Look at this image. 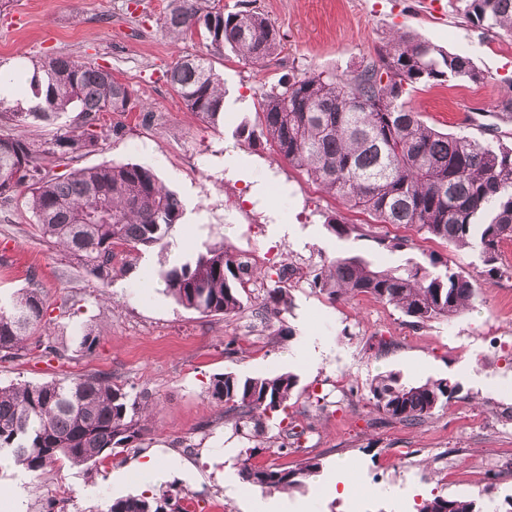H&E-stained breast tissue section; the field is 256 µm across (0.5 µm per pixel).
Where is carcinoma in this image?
Listing matches in <instances>:
<instances>
[{
	"label": "carcinoma",
	"instance_id": "carcinoma-1",
	"mask_svg": "<svg viewBox=\"0 0 512 512\" xmlns=\"http://www.w3.org/2000/svg\"><path fill=\"white\" fill-rule=\"evenodd\" d=\"M466 22L512 37V0H464ZM199 29L216 50L224 48L250 65H260L281 47L279 29L254 10L224 12L220 0H167L161 30L171 42ZM449 79L473 83L484 72L462 52H450L408 33L392 37L378 61L363 60L353 75L290 70L258 105V125L239 128L248 140L265 137L288 163L353 209L381 224L417 227L455 248L478 252L491 277L510 269L497 266L500 246L512 240V146L484 144L467 135L439 132L399 103L406 88ZM168 80L185 109L217 126L224 120V80L200 56H183ZM32 93L43 102L26 111L0 100V200L17 195L49 243L102 281L112 277L119 246L161 245L184 212L181 199L153 169L137 163H102L73 168L59 178L47 170L98 149L104 115L132 109V93L112 71L70 56L36 65ZM75 111L77 121L49 142L37 144L13 130L54 122ZM257 267L243 252L222 242L162 271L166 292L181 307L206 316H231L244 308L242 292ZM285 272L267 289L264 312L287 309ZM311 285L336 300L369 295L398 309L412 326L451 321L479 296L477 280L456 272L435 255L425 264L382 268L360 255L324 262ZM46 302L34 288L0 299V358L33 351L61 357L28 331L44 321ZM297 376L288 372L241 378L216 375L212 399L224 404L235 428L260 425L271 415L288 414ZM369 401L387 418L416 425L453 399L446 379L423 384L380 375ZM144 393H132L112 377L90 372L43 383L0 386V456L33 475L59 461L93 470L111 457L143 447L147 428ZM247 448L239 474L243 482L269 492L291 491L317 474L320 463L306 459L294 468L250 463ZM181 497L129 496L108 512H188ZM416 512H480L473 500L433 494Z\"/></svg>",
	"mask_w": 512,
	"mask_h": 512
}]
</instances>
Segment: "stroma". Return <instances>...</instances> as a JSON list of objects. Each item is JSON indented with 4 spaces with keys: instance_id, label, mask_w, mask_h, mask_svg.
Returning a JSON list of instances; mask_svg holds the SVG:
<instances>
[{
    "instance_id": "obj_1",
    "label": "stroma",
    "mask_w": 512,
    "mask_h": 512,
    "mask_svg": "<svg viewBox=\"0 0 512 512\" xmlns=\"http://www.w3.org/2000/svg\"><path fill=\"white\" fill-rule=\"evenodd\" d=\"M225 10L264 13L283 37L279 54L262 65L214 52L199 35L172 43L160 29L166 0H5L0 5V67L14 75L19 97L36 62L70 55L112 70L139 108L122 119L124 132L101 141L81 158L139 163L184 202L187 213L162 246L126 250L109 281L96 278L38 232L21 200L0 206V296L21 288L41 292L47 337L64 356L0 361V384L33 383L90 372L111 375L129 391H147L154 422L145 455L174 461L157 490L186 493L197 512H265L262 503L231 496L225 479H238L239 453L255 448L258 466L320 462L317 476L290 499L313 512H416L430 493L476 500L479 512H506L512 473V277L482 285L474 306L452 321L421 327L394 307L367 295L333 301L312 288V272L329 258L362 255L385 266L426 262L435 254L470 273L482 264L473 251L448 246L412 227L377 223L369 214L325 194L304 172L280 157L266 139L245 141L237 129L255 122L256 105L289 69L352 75L377 58L394 31H406L452 52L468 53L483 82L422 84L404 97L422 121L439 131L484 143L512 145V119L496 109L512 93V39L472 27L462 0H222ZM185 55L207 57L224 77V122L211 126L190 112L170 86L168 70ZM249 175L230 174L227 156ZM366 229L339 238L329 219ZM406 239L385 250L376 237ZM222 242L246 253L259 275L246 288L242 313L205 317L177 305L160 273L204 245ZM286 270L292 305L274 320L257 316L270 273ZM99 337L94 354L82 352L85 330ZM237 338L234 353L224 351ZM293 373L298 384L290 420L302 438L288 437L289 452L267 450L265 437L236 431L224 406L211 399L214 375ZM394 372L402 381L444 378L458 386L451 404L424 423L388 421L369 401V385ZM232 451L230 468L219 460ZM139 455L125 453L96 470L62 461L37 477L0 465V512H43L49 497L69 499L68 512H107L138 493ZM376 495L349 500L330 480L340 470ZM496 478L494 500L481 490ZM401 495H392V488Z\"/></svg>"
}]
</instances>
